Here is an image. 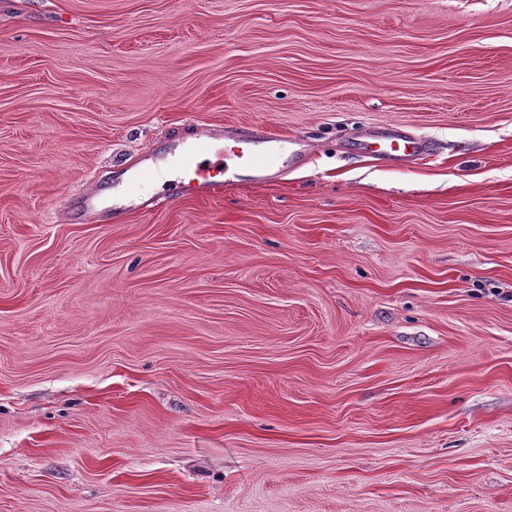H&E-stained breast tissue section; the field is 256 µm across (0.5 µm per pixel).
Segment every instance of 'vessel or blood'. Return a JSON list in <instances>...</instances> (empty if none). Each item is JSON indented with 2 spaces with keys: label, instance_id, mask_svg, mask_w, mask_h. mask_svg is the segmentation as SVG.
I'll list each match as a JSON object with an SVG mask.
<instances>
[{
  "label": "vessel or blood",
  "instance_id": "b4317fda",
  "mask_svg": "<svg viewBox=\"0 0 512 512\" xmlns=\"http://www.w3.org/2000/svg\"><path fill=\"white\" fill-rule=\"evenodd\" d=\"M224 141L234 142V149L216 154V143ZM358 148L399 167L424 153L428 145L403 128L388 126L366 132ZM166 150L179 170L178 175L170 176L164 168L154 165L155 153L149 150L142 156V176L162 182L165 193L171 197L190 193L197 198H213L223 193L225 184L241 172L249 173L254 183L270 182L282 167L300 165L307 148L300 139L256 125L246 135L234 128L216 127L193 141L171 142Z\"/></svg>",
  "mask_w": 512,
  "mask_h": 512
}]
</instances>
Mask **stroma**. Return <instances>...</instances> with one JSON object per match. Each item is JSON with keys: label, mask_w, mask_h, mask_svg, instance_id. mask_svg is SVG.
<instances>
[{"label": "stroma", "mask_w": 512, "mask_h": 512, "mask_svg": "<svg viewBox=\"0 0 512 512\" xmlns=\"http://www.w3.org/2000/svg\"><path fill=\"white\" fill-rule=\"evenodd\" d=\"M256 124L304 164L72 214ZM0 512H512V0H0ZM358 148L380 157L391 166L399 167L424 153L428 145L403 128L388 126L366 132L361 136Z\"/></svg>", "instance_id": "1"}]
</instances>
